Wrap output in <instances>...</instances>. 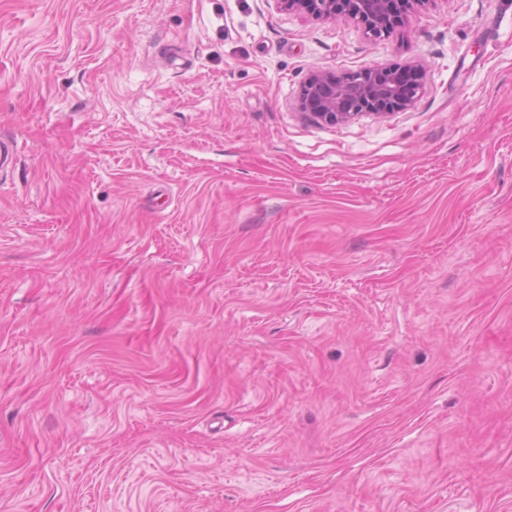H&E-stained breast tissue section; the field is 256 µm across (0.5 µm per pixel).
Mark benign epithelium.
Segmentation results:
<instances>
[{
    "label": "benign epithelium",
    "mask_w": 512,
    "mask_h": 512,
    "mask_svg": "<svg viewBox=\"0 0 512 512\" xmlns=\"http://www.w3.org/2000/svg\"><path fill=\"white\" fill-rule=\"evenodd\" d=\"M282 10L318 18H349L375 38L386 34L395 20L392 0H274ZM416 79L406 80L379 65L344 73L312 71L302 89L301 107L328 124L346 123L363 113L385 115L411 107L424 87V68L412 65Z\"/></svg>",
    "instance_id": "1"
}]
</instances>
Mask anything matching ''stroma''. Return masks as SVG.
<instances>
[{
  "instance_id": "stroma-1",
  "label": "stroma",
  "mask_w": 512,
  "mask_h": 512,
  "mask_svg": "<svg viewBox=\"0 0 512 512\" xmlns=\"http://www.w3.org/2000/svg\"><path fill=\"white\" fill-rule=\"evenodd\" d=\"M0 136V512H512V0H0ZM281 10L314 15L318 18H349L362 24L374 38L386 34L395 24L392 0H274ZM414 81L379 65L344 73L312 71L302 89L301 107L328 124L346 123L363 113L385 115L411 107L424 87V68L414 64Z\"/></svg>"
}]
</instances>
